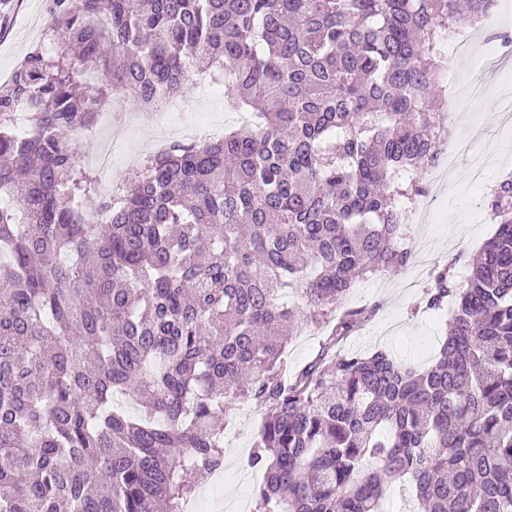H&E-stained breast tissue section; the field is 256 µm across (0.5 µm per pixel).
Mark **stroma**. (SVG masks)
I'll return each mask as SVG.
<instances>
[{
	"label": "stroma",
	"mask_w": 512,
	"mask_h": 512,
	"mask_svg": "<svg viewBox=\"0 0 512 512\" xmlns=\"http://www.w3.org/2000/svg\"><path fill=\"white\" fill-rule=\"evenodd\" d=\"M50 0H0V75L12 70L33 48L52 43L48 29ZM485 79L490 87L482 110L473 121L449 122L451 140L472 144L484 160L485 186L471 180V156L457 157L453 165L423 172L427 194L421 204L431 207L425 222L408 221L403 246L412 254L402 272L378 273L357 283L344 302L346 308H374L375 313L342 344L343 350L368 352L377 348L425 366L435 355L451 321L450 310L425 311L421 298L431 282L434 267L457 255L473 258L495 230L487 213L477 208L481 197L506 174L512 173V127H504L495 94L512 87V70L479 68L477 61L461 64L453 80ZM178 109L199 124L236 126L238 114L225 111L223 94L207 96L186 86ZM156 121L126 98L104 111L77 148L84 165L96 177L122 182L141 167L146 147L155 138ZM262 410L253 403L230 405L226 412L224 467L197 491L186 512H254V493L262 474L248 465L253 441L260 428Z\"/></svg>",
	"instance_id": "35a3bbf8"
}]
</instances>
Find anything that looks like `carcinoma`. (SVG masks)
Segmentation results:
<instances>
[{"instance_id":"carcinoma-1","label":"carcinoma","mask_w":512,"mask_h":512,"mask_svg":"<svg viewBox=\"0 0 512 512\" xmlns=\"http://www.w3.org/2000/svg\"><path fill=\"white\" fill-rule=\"evenodd\" d=\"M494 0H53L74 49L0 83V512H183L263 422L255 512H512V175L426 368L338 353L354 283L406 268L405 209L446 133L440 46ZM194 75L255 124L174 142L103 197L74 132ZM322 331L288 370V346ZM126 395L135 412L116 405Z\"/></svg>"}]
</instances>
